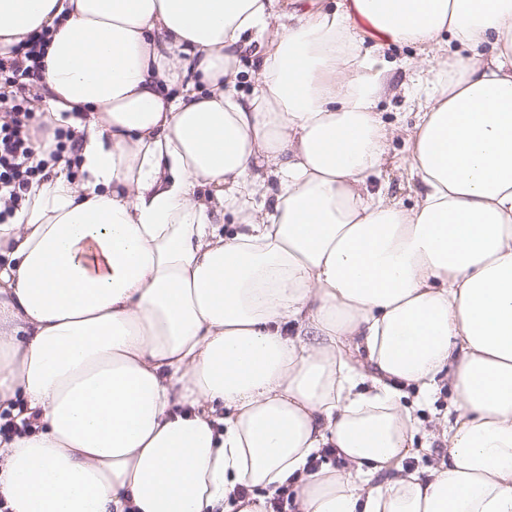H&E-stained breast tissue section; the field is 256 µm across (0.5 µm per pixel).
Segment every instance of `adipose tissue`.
Segmentation results:
<instances>
[{
    "label": "adipose tissue",
    "mask_w": 512,
    "mask_h": 512,
    "mask_svg": "<svg viewBox=\"0 0 512 512\" xmlns=\"http://www.w3.org/2000/svg\"><path fill=\"white\" fill-rule=\"evenodd\" d=\"M42 31L78 153L0 220L10 512H512V0H0V56ZM368 38L440 56L410 207ZM449 389L445 385L440 394L434 396L426 404L416 410L419 432L415 437V447L420 444L425 447L428 443L431 448H422L412 453L405 461L404 466L425 470L432 466L437 458L447 452L442 440V431L447 428Z\"/></svg>",
    "instance_id": "ef3b65f1"
}]
</instances>
